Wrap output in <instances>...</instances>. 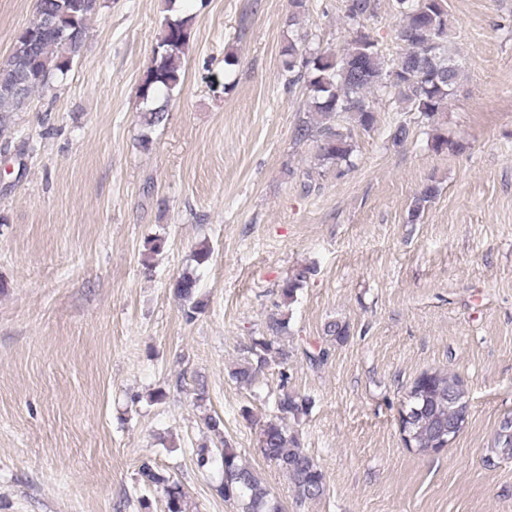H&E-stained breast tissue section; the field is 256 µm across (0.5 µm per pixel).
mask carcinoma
I'll return each mask as SVG.
<instances>
[{
	"label": "carcinoma",
	"mask_w": 512,
	"mask_h": 512,
	"mask_svg": "<svg viewBox=\"0 0 512 512\" xmlns=\"http://www.w3.org/2000/svg\"><path fill=\"white\" fill-rule=\"evenodd\" d=\"M98 8V0H39L37 17L49 18L50 25L30 39L17 33L10 57L0 67V135L35 93L49 87L58 75L67 74L83 51L88 21ZM393 9L400 44L394 58L386 57L378 42L363 31V21L376 14V0H344V19L352 31L344 46L324 50L307 44L301 49L290 42L281 51L285 85L290 89L300 85L310 97L295 126V138L315 144L321 168L339 171L356 166L353 130L375 126L376 100L392 99L408 112L432 118L447 107L460 86L461 66L448 52L445 0H394ZM191 24L189 16L166 20L154 64L139 85L143 102L157 99L161 89L171 90L180 81ZM437 192L433 184L419 190L408 208L407 223H417ZM308 273L309 269L303 268L283 281V303L294 300ZM172 290L187 317H194L204 307L197 298L193 274L180 275ZM266 328L270 335L251 339L244 348L246 355L232 373L243 386L252 385L270 363H288V349L279 343L288 333L287 318L273 315ZM461 387L457 376L439 371L422 373L410 387L405 402L406 434L418 453H430L440 436L447 435L448 418L456 408L451 394ZM308 407L309 399L284 393L277 401L280 416L262 424L259 431L262 454L290 480L299 503L326 494L320 466L285 423L290 416L306 413ZM493 451L512 458V418L500 422ZM220 454L224 477L218 492L224 501L235 504L237 512H281L260 476L241 463L233 449L222 448ZM139 472L145 483L164 487L166 512H187L186 494L180 485L148 461L141 464Z\"/></svg>",
	"instance_id": "obj_1"
}]
</instances>
